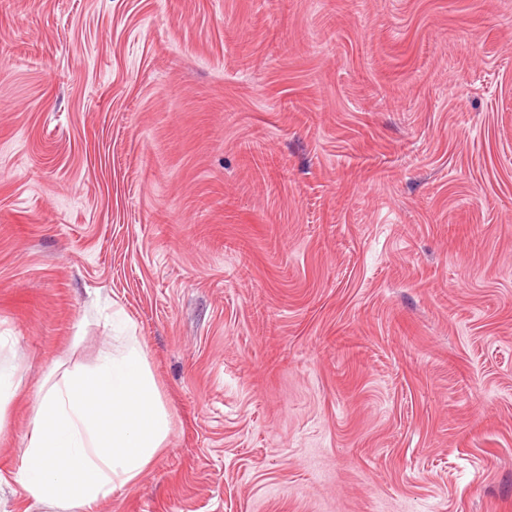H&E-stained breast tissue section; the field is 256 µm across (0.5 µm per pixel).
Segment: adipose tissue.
<instances>
[{
    "label": "adipose tissue",
    "mask_w": 512,
    "mask_h": 512,
    "mask_svg": "<svg viewBox=\"0 0 512 512\" xmlns=\"http://www.w3.org/2000/svg\"><path fill=\"white\" fill-rule=\"evenodd\" d=\"M171 414L136 337L88 370L67 372L38 398L16 482L35 501L92 512L134 485L166 450Z\"/></svg>",
    "instance_id": "ef3b65f1"
}]
</instances>
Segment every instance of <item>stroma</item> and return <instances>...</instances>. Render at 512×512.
Wrapping results in <instances>:
<instances>
[{"mask_svg":"<svg viewBox=\"0 0 512 512\" xmlns=\"http://www.w3.org/2000/svg\"><path fill=\"white\" fill-rule=\"evenodd\" d=\"M115 309L98 512H512V0H0V512ZM89 370L67 372L38 398L16 482L35 501L93 512L134 485L166 450L171 414L136 336H117Z\"/></svg>","mask_w":512,"mask_h":512,"instance_id":"obj_1","label":"stroma"}]
</instances>
